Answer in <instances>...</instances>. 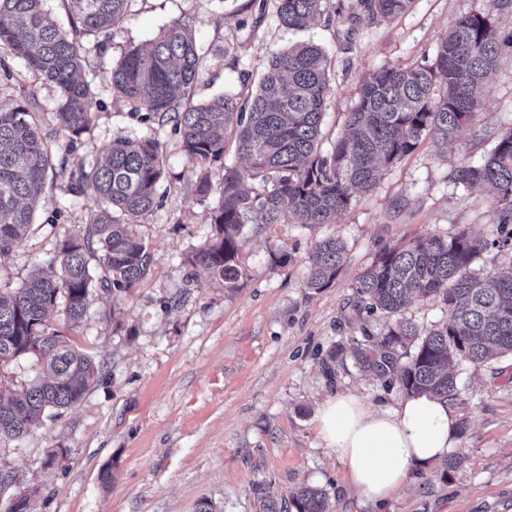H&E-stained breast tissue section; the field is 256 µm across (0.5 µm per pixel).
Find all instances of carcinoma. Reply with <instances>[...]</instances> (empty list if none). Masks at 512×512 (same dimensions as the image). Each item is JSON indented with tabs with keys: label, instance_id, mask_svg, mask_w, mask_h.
<instances>
[{
	"label": "carcinoma",
	"instance_id": "carcinoma-1",
	"mask_svg": "<svg viewBox=\"0 0 512 512\" xmlns=\"http://www.w3.org/2000/svg\"><path fill=\"white\" fill-rule=\"evenodd\" d=\"M79 23L60 29L43 9V0H0V77L10 80L6 59L22 61L36 78L59 93L57 124L78 136L98 112L96 88L80 78L84 67L81 36L113 31L125 20L130 0H65ZM412 0H352L346 36L380 18L406 11ZM325 0H276L280 24L299 31L323 15ZM499 36L489 15L459 19L438 45L434 61L414 68L383 67L363 83L358 101L330 150L321 149L325 102L332 93L331 61L312 42L282 47L269 58L259 90L245 96L224 93L193 103L201 51L188 25L174 21L146 49L134 47L112 67L110 83L130 111L144 120L170 124L180 148L201 164L224 158L233 137L248 169L224 166L218 205L211 214L213 239L193 254L191 264L234 286L236 236L245 224H334L358 191L377 185L383 171L416 149L426 137L448 142L476 117V91L495 68ZM31 99L24 93L14 107H0V255L9 253L32 223L33 204L53 168L54 152L42 136ZM165 177L164 157L150 137H118L90 170L70 173L69 191L94 201L89 237L59 243L60 273L37 270L17 288H0V366L33 355L47 360L50 374L17 394L0 382V443L17 441L48 410L78 403L98 373L95 362L51 327L64 300L71 321L83 318L95 287L130 288L146 273L151 255L134 224L157 206ZM264 190L254 194L247 178ZM453 181L490 190L498 212L493 238L460 230L429 235L385 248L357 279L359 302L395 318L383 333H364L350 348L361 370L397 381L409 395L440 401L458 398L453 366H474L512 356V265L484 275L474 264L490 247L512 248V127L496 136L494 147L477 163L459 167ZM346 246L336 237L318 242L311 254L307 285L325 288L340 271ZM96 259L107 275L95 277ZM438 300L448 321L424 328L399 318L411 299ZM417 350L402 361L406 345ZM15 480L0 456V500L8 512H28V501L8 494ZM261 512H329L324 490L304 485L286 495L259 486Z\"/></svg>",
	"mask_w": 512,
	"mask_h": 512
}]
</instances>
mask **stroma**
<instances>
[{
	"instance_id": "obj_1",
	"label": "stroma",
	"mask_w": 512,
	"mask_h": 512,
	"mask_svg": "<svg viewBox=\"0 0 512 512\" xmlns=\"http://www.w3.org/2000/svg\"><path fill=\"white\" fill-rule=\"evenodd\" d=\"M348 4L329 0L324 17L294 33L279 26L274 0L260 20L250 0H131L121 28L83 38V76L100 107L92 128L73 140L52 118L56 87L10 60L13 78L0 79V105L32 92L42 131L66 157L67 171L48 175L27 236L0 257V287H19L53 257L59 240L85 234L92 202L69 192L68 171L92 166L118 137L151 136L165 158L159 204L134 227L152 256L145 276L129 288L93 290L78 323L61 313L53 319L62 336L94 358L97 377L77 404L0 446L15 474L12 492L27 495L29 512H196L203 501L216 512H258L259 483L276 495L303 484L321 487L333 512H512L510 356L479 367L457 364L456 407L468 424L457 448L461 465L448 474L439 464L415 470L387 502L350 487L339 454L317 428L320 406L335 394L356 393L378 409L404 397L398 385L361 372L352 358L330 371L323 365L337 345L388 322L386 313L359 307L354 290L375 256L428 235L491 234L497 216L490 194L457 187L452 177L512 126V47H502L478 116L457 140H423L376 187L356 195L336 223L246 225L235 258L240 277L231 288L194 268L190 257L214 233L211 212L225 166H246L234 142H226L223 163H196L171 126L141 122L110 86L113 64L176 19L201 48L198 102L256 89L274 51L310 40L332 60L322 125L327 150L372 72L433 60L449 28L475 12L490 14L499 37L512 33V9L494 8L491 0H413L346 42ZM204 174L212 185L205 198L197 192ZM330 236L346 244L344 265L329 287L309 288L310 255ZM104 471L111 483L101 481Z\"/></svg>"
}]
</instances>
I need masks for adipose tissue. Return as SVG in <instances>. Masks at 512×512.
<instances>
[{"instance_id": "adipose-tissue-1", "label": "adipose tissue", "mask_w": 512, "mask_h": 512, "mask_svg": "<svg viewBox=\"0 0 512 512\" xmlns=\"http://www.w3.org/2000/svg\"><path fill=\"white\" fill-rule=\"evenodd\" d=\"M457 420L453 402L425 395L375 411L356 395L340 394L323 404L318 426L358 493L385 502L416 466L447 459L457 445Z\"/></svg>"}]
</instances>
